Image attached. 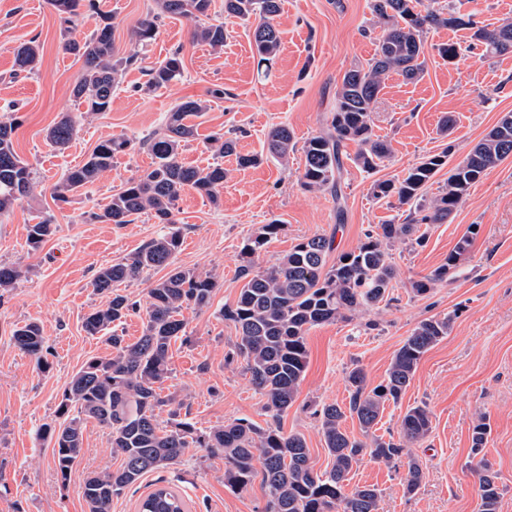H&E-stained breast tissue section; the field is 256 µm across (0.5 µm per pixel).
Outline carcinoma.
<instances>
[{
  "mask_svg": "<svg viewBox=\"0 0 512 512\" xmlns=\"http://www.w3.org/2000/svg\"><path fill=\"white\" fill-rule=\"evenodd\" d=\"M95 0H48L59 15L65 31L76 30L80 7L92 10ZM162 12L195 19L209 17L212 0H158ZM371 9L378 19L381 34L376 37L374 56L358 63L343 75L336 94V105L326 118L325 129L306 139L301 147L304 164L301 185L308 190H328L341 196L344 160L351 157L348 145L356 147L353 162L372 173L390 158L388 144L373 131V104L391 73L409 81L424 71L428 49L427 35L442 27H467L472 30L468 49H482L481 56L495 57L512 52V22L489 28L479 25L476 12L462 14L455 7L427 10L422 0H372ZM281 0H224V14L240 20H257L253 31L258 67H267L281 46L275 19ZM156 32L155 18H146L134 31L136 41H151ZM195 35L213 48L224 46L226 30L222 24L199 26ZM64 50L82 60V71L73 87V95L90 112H105L112 104V91L119 84L120 71L138 62V55L115 57L112 24L103 16L90 35L68 37ZM17 70L32 71L40 61V46L29 40L14 48ZM181 52L176 50L156 65L144 69L145 87L156 91L178 80L183 73ZM205 106L199 100L185 99L168 112L165 129L142 140L141 148L151 156V165L143 175L130 179L92 219L108 224H129L148 212L159 224L174 223L173 216L182 195L194 191L211 203L220 202V193L228 177L224 165L214 162L205 167L185 164L183 148L196 135L193 120ZM15 120L0 118V215L29 196L33 190V171L17 154L13 134ZM77 132L76 120L64 115L48 132L57 148L69 145ZM221 156H235L239 168L259 165L261 154H241L236 140L214 137ZM132 147L122 136L100 141L86 160L68 170L54 188L55 199L69 197L94 183L112 169V159ZM267 154L286 158L296 147L288 125L270 129L265 141ZM452 145L428 154L397 179L378 180L372 185L377 199H397L409 206L406 221L382 224L380 232L368 234L356 249L335 252V236L314 235L302 239L278 261L264 269L256 267L271 239L283 229L273 219L250 235L243 244L246 263L239 269L244 281L233 307L221 311L239 332L238 354L246 362L250 382L266 397L265 410L272 423L262 428L247 418H239L209 431H200L188 418L170 413L161 423L156 410L169 400L158 393V384L172 374L171 344L189 341L183 309H202L211 305L217 278L209 273L173 266L181 248L179 231H169L149 240L127 258L101 268L93 288L109 295L108 303L91 311L84 319V331L96 336L109 330L106 341L112 347L107 357L89 359L71 378L62 393L58 415L62 422L43 428V437L52 444L53 458L61 481L69 479L83 449V428L95 420L108 430L112 448L121 456V467L112 473L95 474L84 480L83 498L88 512H112V501L149 472L177 462L188 448H203L208 454L224 458V482L235 489L252 484L253 462L260 458L266 503L263 512H378L380 493L371 486L348 488L347 477L364 456L387 464L409 455V447L423 441L431 431V418L425 406L406 410L400 420L399 440L385 441L374 435L385 404L398 402L409 387L424 354L448 335L452 318L431 317L420 321L395 353L385 380L370 388L364 369L354 367L348 373V407L322 406L320 430L325 448L332 458L331 467L317 471L311 462L305 439L299 434L285 435L278 420L295 401L307 367L306 334L314 326L348 320L358 312L375 309L389 301L395 270L389 247L397 242L420 245L421 224H443L457 210L469 190L484 173L512 158V113H507L479 140L465 159L449 165ZM448 181L441 193L426 199L429 182L443 169ZM55 232L47 221L28 227L27 245L35 250ZM472 239L462 237L448 253V259L430 274L410 282L415 296H424L435 283L448 280L461 258L469 251ZM333 262H328L331 254ZM169 269L148 291L142 335L132 343L125 341L112 326L122 322L140 305L117 293V283L138 280L146 270ZM24 271L19 266L0 265V290L14 287ZM16 346L41 358L44 339L41 328L26 323L13 332ZM357 421L362 438L349 434L347 419ZM490 426L482 418L471 429V452L482 453ZM479 512H498L501 498L498 476L485 458L477 462ZM422 470L414 459L408 460L405 494L413 496L420 488ZM140 512H185L184 500L165 487L149 493L140 503Z\"/></svg>",
  "mask_w": 512,
  "mask_h": 512,
  "instance_id": "1",
  "label": "carcinoma"
}]
</instances>
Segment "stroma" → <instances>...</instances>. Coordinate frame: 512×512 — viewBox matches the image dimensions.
Returning <instances> with one entry per match:
<instances>
[{
	"label": "stroma",
	"mask_w": 512,
	"mask_h": 512,
	"mask_svg": "<svg viewBox=\"0 0 512 512\" xmlns=\"http://www.w3.org/2000/svg\"><path fill=\"white\" fill-rule=\"evenodd\" d=\"M96 3L98 13L86 14L77 37L90 34L100 14H108L118 55L135 53L143 66H151L178 50L184 73L168 88L147 93L141 68H129L110 110L88 111L72 93L82 63L64 52L66 35L47 0H0V115L15 118L14 146L36 183L28 197L0 217V265L18 264L25 271L14 288L0 295V512H87L85 478L121 465L106 430L90 420L82 455L69 480L61 481L53 448L41 437L44 425L57 424V408L72 376L90 358L110 353L103 336L83 329L84 318L107 302L91 284L95 274L170 228L147 213L123 225L91 217L127 179L149 167L150 155L136 147L116 156L110 171L69 202L53 199L55 185L99 141L123 136L136 143L160 130L177 102L192 98L207 105L197 120L198 135L181 158L201 167L219 160L230 174L219 205L192 191L182 196L173 228L183 244L175 263L216 275L219 286L211 307L182 312L190 341L171 346L172 374L161 389L171 403L160 417L168 419L176 411L208 430L243 417L260 426L268 420L266 399L252 386L237 353L239 333L220 314L235 304L243 285L238 271L244 240L270 220L282 222V231L255 259L260 268L313 235L334 236L338 250L355 249L368 231L402 222L408 213L398 202L375 200L374 180L401 176L447 143L453 146V161H461L502 115L512 112V53L482 59L467 49L470 30L431 31L432 49L421 77L407 82L390 74L373 105V130L392 148L387 165L371 175L346 163L338 198L306 190L299 182L301 152L285 159L264 155L260 165L240 169L234 157L221 158L207 149V141L237 129L239 151L262 153L268 131L277 124H288L300 142L318 134L335 107L345 71L375 53V39L362 34L373 24L371 0H282L276 19L282 45L265 78L257 75L251 25L225 17L224 0H214L208 18L229 31L220 50L196 41L197 21L178 15L160 16L153 40L137 43L132 32L157 14V0ZM424 3L432 9L455 4L492 27L512 20V0ZM31 38L41 46L40 63L34 72L16 71L12 50ZM448 41L464 47L452 65L435 50ZM217 88L224 89V98L213 97ZM447 113L454 115L455 125L444 139L437 124ZM66 114L76 119L77 133L66 148L57 149L46 135ZM41 221L55 224L56 231L33 250L26 244L27 227ZM421 230L422 245L397 243L390 249L396 279L389 306L308 331L307 369L279 424L284 433L304 437L317 470L329 468L316 410L334 403L347 406L346 379L353 367L364 369L370 385L381 383L417 323L451 316L450 333L423 356L401 400L386 404L376 430L386 439L397 436L407 408L423 405L430 411L432 431L411 450L423 473L418 493H404L408 466L403 461L364 458L351 471L350 482L380 490L379 512H478L471 428L483 415L491 426L483 453L502 490L498 512H512V158L487 170L452 220ZM467 234L472 244L458 273L427 295L414 296L411 281L442 264ZM30 321L41 326L44 337L38 358L20 351L12 339L15 327ZM160 486L173 487L189 512H262L266 502L260 481L241 492L231 490L224 483L223 459L191 448L178 464L146 474L137 493L113 500L112 512H138L139 498Z\"/></svg>",
	"instance_id": "obj_1"
}]
</instances>
